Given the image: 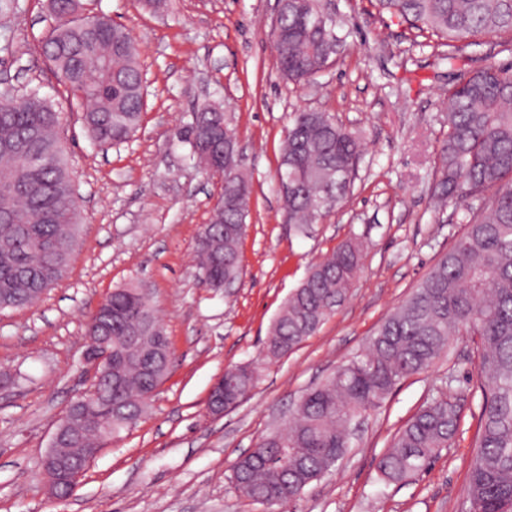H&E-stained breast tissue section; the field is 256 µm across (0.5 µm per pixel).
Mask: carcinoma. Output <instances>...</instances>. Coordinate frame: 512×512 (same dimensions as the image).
Wrapping results in <instances>:
<instances>
[{
    "instance_id": "1",
    "label": "carcinoma",
    "mask_w": 512,
    "mask_h": 512,
    "mask_svg": "<svg viewBox=\"0 0 512 512\" xmlns=\"http://www.w3.org/2000/svg\"><path fill=\"white\" fill-rule=\"evenodd\" d=\"M381 10L454 44L512 35V0H377ZM57 24L42 50L81 109L90 139L107 150L136 132L144 108L139 52L129 30L94 10L92 0H50ZM316 0H289L272 37L282 74L300 83L333 60V22L317 23ZM60 113L36 92L0 94V311L35 304L65 277L80 233V204L59 130ZM231 127L206 104L181 133L194 159L222 173L224 187L199 234L202 281L222 288L241 277L247 187L224 172L215 138ZM362 142L325 112L291 117L280 169L295 175L284 196L288 223L306 235L327 214V193L351 190ZM440 199L472 200L463 232L376 329L366 349L299 401L284 429L262 437L233 465L239 495L286 504L332 474L350 448L348 424L377 408L404 379L428 370L461 336L478 337L482 402L468 484L469 512H512V74L489 66L448 91V135L440 155ZM362 245L347 242L311 265L274 320L258 357L224 371L226 409L256 387L262 365L287 356L346 300L361 268ZM109 317L89 319L86 335L112 336V388L78 409L60 444L94 448L120 437L148 411L172 363L170 341L151 295L139 284L112 291ZM459 412L443 394L425 402L379 458L381 481L400 483L426 468L457 433Z\"/></svg>"
}]
</instances>
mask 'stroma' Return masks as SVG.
Segmentation results:
<instances>
[{"label": "stroma", "instance_id": "35a3bbf8", "mask_svg": "<svg viewBox=\"0 0 512 512\" xmlns=\"http://www.w3.org/2000/svg\"><path fill=\"white\" fill-rule=\"evenodd\" d=\"M343 45L335 62L299 84L278 70L272 46L277 0H175L155 13L142 0H99L139 44L145 81L141 125L101 151L41 50L53 24L46 0H19L0 18V90L38 92L62 124L84 232L70 271L36 305L0 312V512H466L478 429L477 342L460 337L426 372L409 377L354 430L338 469L294 502L265 507L228 477L238 457L282 429L301 396L366 345L460 234L471 205L437 208L448 92L487 66L512 68L500 38L446 47L379 12L374 0H319ZM206 103L221 104L250 185L243 276L206 287L194 261L216 183L180 131ZM329 113L361 133L364 148L348 197L309 235L289 224L275 180L291 115ZM364 243L347 300L319 330L264 366L238 407L216 418L207 400L229 366L255 359L273 319L308 268L343 242ZM146 283L175 361L149 413L109 441L65 500L52 498L39 463L66 406L91 386L85 324L113 288ZM451 394L459 428L450 446L401 484L380 481L376 461L428 399Z\"/></svg>", "mask_w": 512, "mask_h": 512}]
</instances>
